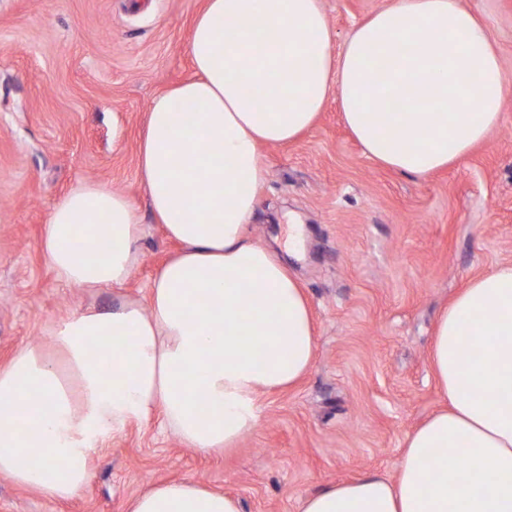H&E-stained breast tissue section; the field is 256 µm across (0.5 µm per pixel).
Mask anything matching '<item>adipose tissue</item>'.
<instances>
[{"label":"adipose tissue","instance_id":"adipose-tissue-1","mask_svg":"<svg viewBox=\"0 0 512 512\" xmlns=\"http://www.w3.org/2000/svg\"><path fill=\"white\" fill-rule=\"evenodd\" d=\"M334 42L322 0H205L188 35L196 75L152 99L138 153L153 216L181 249L153 278L148 306L74 311L50 346L25 345L0 367V475L51 498L78 495L104 440L157 411L186 446L225 451L258 426L259 395L307 374L309 301L253 242L251 221L269 174L262 146L295 141L329 98L369 160L417 176L459 162L498 126L500 58L461 0H395L341 52ZM143 233L126 196L87 182L54 205L43 250L71 287L120 288ZM431 362L444 405L406 437L395 478L328 485L300 512H512V263L441 311ZM131 512L241 510L233 496L173 480Z\"/></svg>","mask_w":512,"mask_h":512}]
</instances>
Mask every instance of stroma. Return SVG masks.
I'll return each mask as SVG.
<instances>
[{"label":"stroma","mask_w":512,"mask_h":512,"mask_svg":"<svg viewBox=\"0 0 512 512\" xmlns=\"http://www.w3.org/2000/svg\"><path fill=\"white\" fill-rule=\"evenodd\" d=\"M391 0H323L337 41ZM488 28L508 92L497 130L427 176L369 160L336 101L296 141L266 145L252 239L275 249L311 304L317 350L293 387L261 395L257 429L236 448L185 447L161 416L130 425L92 459L68 500L0 475V512H129L154 485L190 479L236 496L242 512H298L323 487L394 475L404 438L440 408L430 351L439 312L471 279L512 263V0H462ZM204 0H0V366L48 343L75 310L146 302L177 250L137 175L152 98L189 79L188 34ZM99 182L137 207L141 261L126 286L59 281L41 242L54 204ZM305 252L285 246L290 217Z\"/></svg>","instance_id":"obj_1"}]
</instances>
